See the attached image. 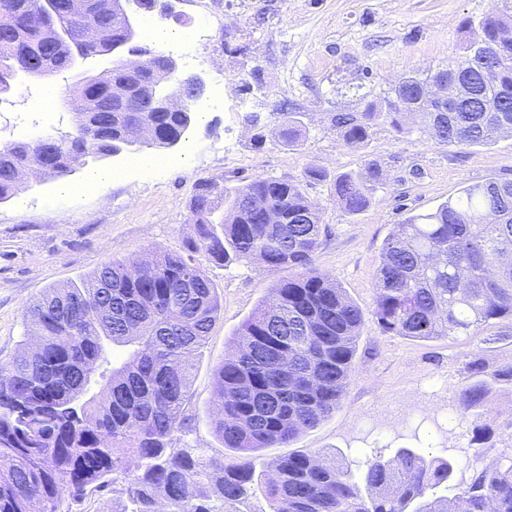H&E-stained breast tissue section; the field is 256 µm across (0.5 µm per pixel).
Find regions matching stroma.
I'll return each mask as SVG.
<instances>
[{
    "instance_id": "35a3bbf8",
    "label": "stroma",
    "mask_w": 512,
    "mask_h": 512,
    "mask_svg": "<svg viewBox=\"0 0 512 512\" xmlns=\"http://www.w3.org/2000/svg\"><path fill=\"white\" fill-rule=\"evenodd\" d=\"M497 0H173L167 17L131 16L135 45L173 58L181 75L205 83L224 79V96H205L195 121L174 148L172 166L132 167L135 154L104 160L121 176L79 197L58 193L59 180L27 177L0 203V362L24 342L23 311L49 288L76 282L102 263L138 258L157 248L185 252L194 237L190 202L195 185L211 180L234 188L258 178L305 181L328 228L315 265L363 309L376 299L374 278L382 247L396 225L456 199L466 186L512 181V137L485 145H440L420 131L375 129L361 147L345 145L333 118L362 111L387 95L399 77L432 75L462 53L465 21L489 14ZM206 26L189 43L157 44L150 31L186 32ZM111 56H93L51 78L25 75L0 96V143L58 137L71 132L69 92L86 76H102ZM60 93L53 111L38 104L46 84ZM296 113L301 136L288 145L281 130ZM378 166L382 183L368 208L351 215L337 203L333 183L343 173ZM326 178L309 182L305 171ZM196 263L213 282L221 310L194 359L180 445L234 461L213 434L215 368L234 349L242 323L286 268L259 262ZM482 359L488 371L512 366V320L500 319L467 334L427 341L381 332L372 320L359 331L345 394L332 414L287 449H261L263 459L291 453L337 452L358 467L371 455L393 458L398 449L422 448L451 461L455 474L439 496H456L490 461L512 456V391L493 393L481 419L456 416L458 394L472 381L468 366ZM425 416L440 427L418 442L411 423ZM484 435H477V428Z\"/></svg>"
}]
</instances>
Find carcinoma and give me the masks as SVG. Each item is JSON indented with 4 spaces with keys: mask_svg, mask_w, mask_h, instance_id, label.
<instances>
[{
    "mask_svg": "<svg viewBox=\"0 0 512 512\" xmlns=\"http://www.w3.org/2000/svg\"><path fill=\"white\" fill-rule=\"evenodd\" d=\"M132 0H96L70 12L57 0L48 16L41 0H0V93L20 72L51 76L71 68L76 32L108 29L84 58L112 52L126 38ZM464 53L440 69L464 78L472 96L466 112H424L423 126L444 145H485L512 136V5L466 25ZM494 45L497 81L481 77L477 50ZM138 101L127 100L128 77H87L73 94V132L0 146V203L19 190L23 173L57 178L89 161L132 149L128 132L147 126L148 147L173 148L194 121L187 106L154 112L170 69L154 70L148 48ZM424 79L405 76L391 94L361 112L336 113L344 143L359 146L372 130L407 132L410 113L398 100L422 98ZM494 99L501 111L486 112ZM382 174L336 177V201L349 214L371 203ZM228 202L216 216L219 204ZM280 216L267 224L262 215ZM196 235L184 256L156 250L147 259L103 263L79 283L49 288L25 306L27 340L0 364V512H72L88 494L120 486L110 512H239L259 488L271 512H512V459L486 466L454 497L432 490L447 482L450 462L403 448L377 456L354 473L336 456L292 453L256 463L261 448L285 447L341 402L366 316L382 332L429 340L512 318V182L470 185L456 200L410 218L386 239L376 270L374 308L366 312L314 266L326 233L322 212L299 182L259 178L228 190L202 180L190 202ZM201 253L217 263L258 260L296 270L272 289L242 324L233 352L216 370L211 429L239 453L226 463L202 448H176L190 431L188 401L194 355L220 312L216 289L195 264ZM112 310L111 318L100 309ZM130 351L112 366V347ZM475 381L459 394L464 417L479 418L495 385L512 384V368L488 373L470 363Z\"/></svg>",
    "mask_w": 512,
    "mask_h": 512,
    "instance_id": "cac0c4a2",
    "label": "carcinoma"
}]
</instances>
